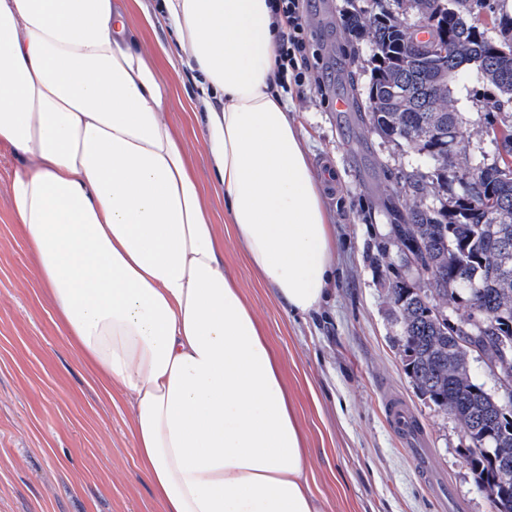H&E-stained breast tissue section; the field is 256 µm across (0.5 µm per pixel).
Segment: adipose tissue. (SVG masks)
Listing matches in <instances>:
<instances>
[{"label":"adipose tissue","instance_id":"ef3b65f1","mask_svg":"<svg viewBox=\"0 0 512 512\" xmlns=\"http://www.w3.org/2000/svg\"><path fill=\"white\" fill-rule=\"evenodd\" d=\"M195 71L218 233L166 94L113 0H0L12 216L74 354L128 402L162 512H324L279 364L224 269L233 238L288 312L319 309L334 226L288 97L267 0L142 11Z\"/></svg>","mask_w":512,"mask_h":512}]
</instances>
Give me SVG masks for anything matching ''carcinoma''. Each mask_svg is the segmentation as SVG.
Masks as SVG:
<instances>
[{
	"instance_id": "1",
	"label": "carcinoma",
	"mask_w": 512,
	"mask_h": 512,
	"mask_svg": "<svg viewBox=\"0 0 512 512\" xmlns=\"http://www.w3.org/2000/svg\"><path fill=\"white\" fill-rule=\"evenodd\" d=\"M383 0L354 10L350 32L370 40L375 59L360 116L364 130L424 155L428 172L408 175L416 201L395 217L391 245L407 243L425 267L413 278L398 275L390 296L400 326L397 342L407 375L423 400L455 417L468 441L469 470L494 512H512V390L487 391L471 373L479 347L486 367L512 373V179L475 158L463 132V117L448 108L455 74L474 67L496 96L481 105L512 121V13L494 11L499 35L470 20L485 0ZM432 22L429 35L448 44L432 55L411 41L406 15ZM477 171L474 186L461 180ZM436 287H429L430 283ZM470 336H461L437 318L429 305L465 303Z\"/></svg>"
}]
</instances>
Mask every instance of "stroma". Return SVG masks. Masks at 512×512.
Instances as JSON below:
<instances>
[{"mask_svg":"<svg viewBox=\"0 0 512 512\" xmlns=\"http://www.w3.org/2000/svg\"><path fill=\"white\" fill-rule=\"evenodd\" d=\"M367 3L305 0L326 89L293 99L288 114L313 174L326 181L323 203L336 227L327 300L312 314H289L230 238L224 266L279 363L326 512H494L463 462L467 440L460 423L418 398L396 343L389 283L398 267L387 263L382 248L394 211L413 200L408 174L429 165L405 147L364 135L356 108L335 107L337 99H354L369 85L371 47L345 24L352 5ZM116 4L169 92L168 119L185 146L188 170L216 222H223L224 203L211 192L201 134L190 118L193 74L159 51L165 32L142 25L141 8L154 0ZM493 95L469 69L452 85V106L464 117V136L476 156L495 153L480 129L500 116L479 110ZM20 164L0 146V512H160L136 467L128 404L102 397L69 350L37 286V260L9 217L10 176ZM389 394L422 425L436 485L419 480L410 452L388 427Z\"/></svg>","mask_w":512,"mask_h":512,"instance_id":"35a3bbf8","label":"stroma"}]
</instances>
